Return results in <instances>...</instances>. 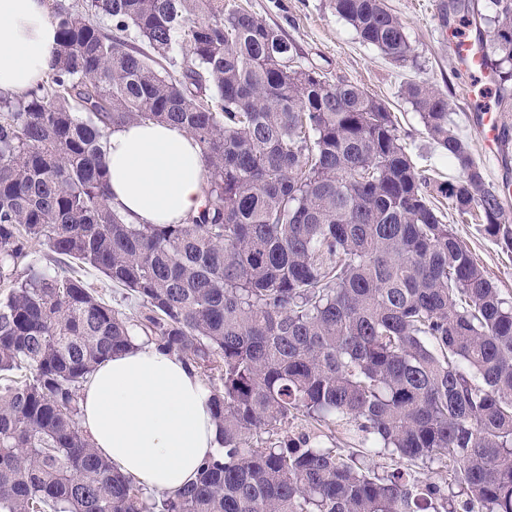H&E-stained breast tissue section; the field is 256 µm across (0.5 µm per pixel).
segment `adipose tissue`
<instances>
[{"label": "adipose tissue", "mask_w": 512, "mask_h": 512, "mask_svg": "<svg viewBox=\"0 0 512 512\" xmlns=\"http://www.w3.org/2000/svg\"><path fill=\"white\" fill-rule=\"evenodd\" d=\"M57 28L49 0H0V94L25 96L50 72ZM111 203L133 224H177L205 202L199 144L166 124L127 125L108 138ZM210 392L178 356L135 342L90 375L80 425L120 473L158 492L196 479L220 446Z\"/></svg>", "instance_id": "1"}]
</instances>
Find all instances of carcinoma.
I'll use <instances>...</instances> for the list:
<instances>
[{
  "label": "carcinoma",
  "mask_w": 512,
  "mask_h": 512,
  "mask_svg": "<svg viewBox=\"0 0 512 512\" xmlns=\"http://www.w3.org/2000/svg\"><path fill=\"white\" fill-rule=\"evenodd\" d=\"M332 7L392 61L413 59L385 0ZM454 8L512 112V0ZM52 18L47 79L0 96V512H512V300L425 194L396 116L356 84L283 68L294 46L224 0H79ZM401 95L456 163L439 186L451 208L512 249L450 92ZM146 122L202 149L205 204L179 224H129L110 204L108 137ZM132 336L221 381V448L172 494L112 470L78 422L88 375ZM299 418L353 423L369 447L344 458L278 438ZM384 453L441 462L448 485L380 474ZM84 279L92 284L95 288H103L107 289V294H110L112 299V306L118 308L122 312H125L129 316H136L139 311V307L136 303L130 300H125L122 295V290L119 288H111L109 284L103 279L100 274L92 270H87V272H83ZM112 290V291H111ZM110 296L108 299H110Z\"/></svg>",
  "instance_id": "cac0c4a2"
}]
</instances>
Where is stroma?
<instances>
[{
  "label": "stroma",
  "mask_w": 512,
  "mask_h": 512,
  "mask_svg": "<svg viewBox=\"0 0 512 512\" xmlns=\"http://www.w3.org/2000/svg\"><path fill=\"white\" fill-rule=\"evenodd\" d=\"M267 24L280 30L296 48V65L313 67L331 79L363 87L394 112L399 135L418 170L432 178L426 193L443 211L457 238L484 268L502 295L512 299V253L503 250L478 224L460 218L438 191V184L456 175L457 167L446 151L426 133L418 114L401 96L407 81L450 86V119L484 171L488 184L512 183V141L494 157L487 156L478 138L479 102L470 96L472 79L460 69L454 52V28L458 22L451 0H387L403 22L414 59L405 64L390 61L376 47L363 43L356 31L330 8V0H236ZM283 434L320 438L325 446L346 456L362 449L361 433L339 426L310 425L295 419L285 424Z\"/></svg>",
  "instance_id": "obj_1"
}]
</instances>
